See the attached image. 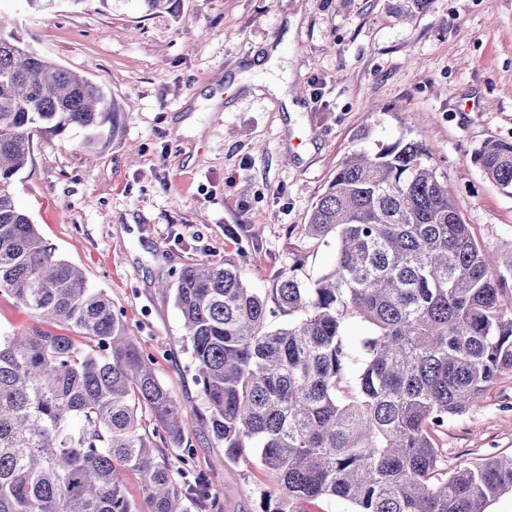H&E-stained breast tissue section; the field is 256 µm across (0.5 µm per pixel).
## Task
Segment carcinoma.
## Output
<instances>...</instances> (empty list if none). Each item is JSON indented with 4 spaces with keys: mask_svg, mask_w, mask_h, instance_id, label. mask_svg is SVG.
Returning <instances> with one entry per match:
<instances>
[{
    "mask_svg": "<svg viewBox=\"0 0 512 512\" xmlns=\"http://www.w3.org/2000/svg\"><path fill=\"white\" fill-rule=\"evenodd\" d=\"M432 0H395L409 20ZM120 106L83 75L35 59L0 23V296L42 323L0 334V512H196L208 480L174 464L197 411L177 404L121 314L57 256L14 197L33 131L115 133ZM474 161L512 189V141ZM308 237L336 243L332 269L308 285L288 275L261 293L233 262L184 268L175 285L224 461L251 455L273 485L258 512H304L334 496L353 512H486L512 490V457L448 471L436 443L448 419L512 373V302L493 274L422 138L347 155L313 207ZM369 332L356 345L345 328ZM82 338L77 342L75 337ZM144 483L130 501L123 474Z\"/></svg>",
    "mask_w": 512,
    "mask_h": 512,
    "instance_id": "cac0c4a2",
    "label": "carcinoma"
}]
</instances>
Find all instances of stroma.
I'll list each match as a JSON object with an SVG mask.
<instances>
[{
    "instance_id": "1",
    "label": "stroma",
    "mask_w": 512,
    "mask_h": 512,
    "mask_svg": "<svg viewBox=\"0 0 512 512\" xmlns=\"http://www.w3.org/2000/svg\"><path fill=\"white\" fill-rule=\"evenodd\" d=\"M393 0H0L18 34L57 66L100 85L120 127L85 151L86 133H35L17 175L20 207L56 253L104 291L158 378L198 412L195 469L216 512H257L272 484L255 457L224 470L201 414L174 283L209 258L237 263L263 292L296 274L311 283L334 243L306 236L308 216L342 159L372 140L426 135L474 240L512 261V193L473 162L486 140H512V0H433L402 22ZM277 71H252L265 45ZM456 468L512 454V373L438 439Z\"/></svg>"
}]
</instances>
